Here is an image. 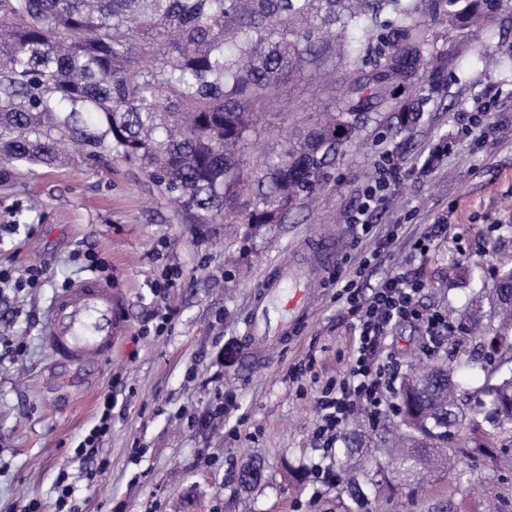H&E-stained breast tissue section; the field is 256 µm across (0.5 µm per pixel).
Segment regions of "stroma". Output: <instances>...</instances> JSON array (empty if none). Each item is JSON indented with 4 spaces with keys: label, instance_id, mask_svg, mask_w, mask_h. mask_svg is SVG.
Listing matches in <instances>:
<instances>
[{
    "label": "stroma",
    "instance_id": "obj_1",
    "mask_svg": "<svg viewBox=\"0 0 512 512\" xmlns=\"http://www.w3.org/2000/svg\"><path fill=\"white\" fill-rule=\"evenodd\" d=\"M447 74L443 108L424 113L396 136L393 114L373 116L345 147L327 187L309 208L272 224L197 222L170 203L139 165L82 148L57 168L11 167L0 176V225L18 230L0 240V267L43 265V287L0 288V506L57 512L58 483L72 486L74 512H343L348 496L336 480L333 451L314 437L321 387L348 368L357 332L336 295L335 273L360 274L363 290L407 271L422 282L421 313L442 314L448 330L428 336L419 322L394 326L381 345L397 376L417 360L466 357L488 349L463 311L478 291L494 288L499 258L512 254V9L466 40ZM341 66L285 83L252 138L251 159L281 148V124L333 109ZM490 101L492 114L471 135L463 114ZM393 152L400 181L370 216L374 236L350 218L379 157ZM448 219L451 233L427 252L413 245L428 225ZM339 246L313 282L309 305L288 339L243 367L259 287L301 254L317 264L308 241ZM380 261L359 270L362 255ZM108 265L124 300L125 330L105 363L60 367L43 336L54 296L87 277L82 253ZM168 268L174 286L153 296L150 284ZM168 314L157 332L159 314ZM112 396V428L94 459L75 449ZM379 414L358 409L348 429L383 447L395 414L387 392ZM265 466V483L244 493L248 459ZM474 488L461 491L437 473L427 490L400 485L371 499L372 512H512V466L461 457ZM94 478H86L87 470Z\"/></svg>",
    "mask_w": 512,
    "mask_h": 512
}]
</instances>
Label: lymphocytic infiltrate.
Instances as JSON below:
<instances>
[{
  "mask_svg": "<svg viewBox=\"0 0 512 512\" xmlns=\"http://www.w3.org/2000/svg\"><path fill=\"white\" fill-rule=\"evenodd\" d=\"M399 176L398 164L393 158H386L377 178L364 189L361 203L350 218L351 223L360 225L363 234L371 233L373 226L368 216L386 201ZM420 286L419 280L398 273L367 295L355 280H344L342 292L346 310L358 331V343L346 374L325 386L319 399L320 424L315 432L318 441L326 445L333 442L357 407L379 411L391 379L380 364L378 353L383 339L396 324L419 317L428 334H437L443 328L440 315L420 317L415 303Z\"/></svg>",
  "mask_w": 512,
  "mask_h": 512,
  "instance_id": "f902f5d3",
  "label": "lymphocytic infiltrate"
}]
</instances>
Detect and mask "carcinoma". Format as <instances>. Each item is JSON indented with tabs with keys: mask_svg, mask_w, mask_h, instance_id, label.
Returning a JSON list of instances; mask_svg holds the SVG:
<instances>
[{
	"mask_svg": "<svg viewBox=\"0 0 512 512\" xmlns=\"http://www.w3.org/2000/svg\"><path fill=\"white\" fill-rule=\"evenodd\" d=\"M504 0H0V176L7 166L52 167L67 141L139 165L167 197L200 223L270 224L321 188L342 148L370 117L397 113L406 131L444 105L448 54L434 29L470 33L485 27ZM361 32L365 41H349ZM349 69L335 110L309 116L284 136L279 152L250 163L246 151L257 112L287 80L335 58ZM372 69L360 68L362 55ZM427 85L394 103L403 84ZM251 207L242 218V202ZM490 311L499 319L491 343L512 342V265L502 267ZM473 369L444 358L417 367L395 389L398 444L382 463L352 431L336 450L350 490L346 512H368L361 481L387 470L421 486L453 464L457 448L498 461L479 435L512 424V356L497 360L481 393V414L466 408L455 373ZM241 482L253 491L264 467Z\"/></svg>",
	"mask_w": 512,
	"mask_h": 512,
	"instance_id": "1",
	"label": "carcinoma"
}]
</instances>
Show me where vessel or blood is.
Here are the masks:
<instances>
[{
	"label": "vessel or blood",
	"instance_id": "b4317fda",
	"mask_svg": "<svg viewBox=\"0 0 512 512\" xmlns=\"http://www.w3.org/2000/svg\"><path fill=\"white\" fill-rule=\"evenodd\" d=\"M314 271L291 262L280 269L278 280L260 293L245 342L246 364L255 363L258 341L287 339L305 311ZM123 302L111 284L88 278L63 289L53 299L44 341L52 357L66 365H85L107 358L123 329Z\"/></svg>",
	"mask_w": 512,
	"mask_h": 512
}]
</instances>
